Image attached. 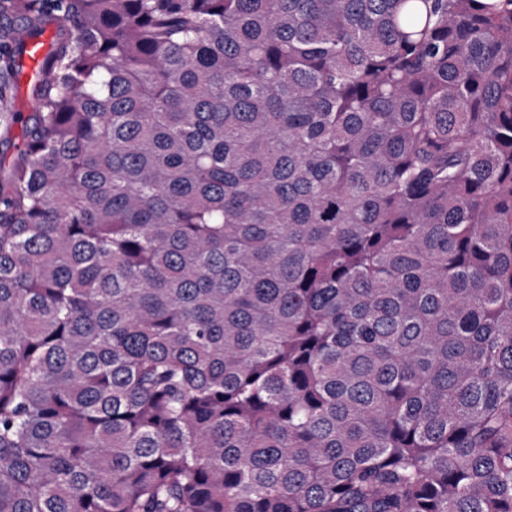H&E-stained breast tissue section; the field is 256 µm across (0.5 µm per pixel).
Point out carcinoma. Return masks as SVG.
Returning <instances> with one entry per match:
<instances>
[{
  "instance_id": "carcinoma-1",
  "label": "carcinoma",
  "mask_w": 512,
  "mask_h": 512,
  "mask_svg": "<svg viewBox=\"0 0 512 512\" xmlns=\"http://www.w3.org/2000/svg\"><path fill=\"white\" fill-rule=\"evenodd\" d=\"M0 512H512V0H0Z\"/></svg>"
}]
</instances>
